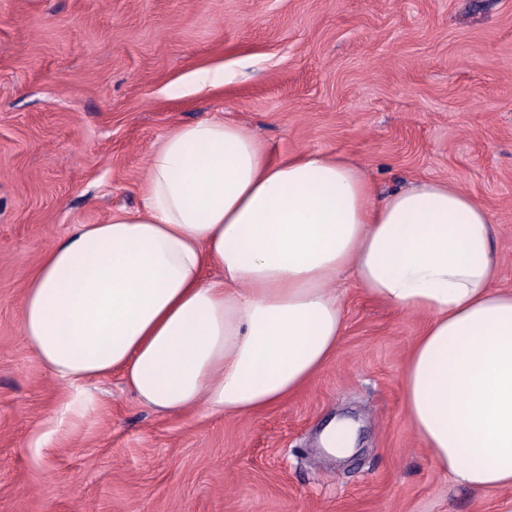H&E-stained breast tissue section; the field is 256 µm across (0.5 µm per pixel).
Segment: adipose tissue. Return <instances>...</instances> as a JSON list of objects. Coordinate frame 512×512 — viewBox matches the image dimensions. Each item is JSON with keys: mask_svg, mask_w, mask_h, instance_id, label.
Masks as SVG:
<instances>
[{"mask_svg": "<svg viewBox=\"0 0 512 512\" xmlns=\"http://www.w3.org/2000/svg\"><path fill=\"white\" fill-rule=\"evenodd\" d=\"M142 200L75 225L27 282L22 336L61 382L79 393L117 371L163 414L268 409L335 357L347 273L428 318L403 391L436 467L512 488V291L470 194L430 179L381 194L351 158L276 160L242 126L206 120L162 137Z\"/></svg>", "mask_w": 512, "mask_h": 512, "instance_id": "ef3b65f1", "label": "adipose tissue"}]
</instances>
